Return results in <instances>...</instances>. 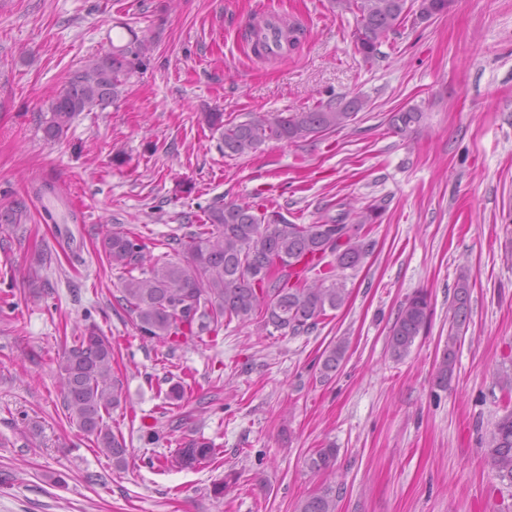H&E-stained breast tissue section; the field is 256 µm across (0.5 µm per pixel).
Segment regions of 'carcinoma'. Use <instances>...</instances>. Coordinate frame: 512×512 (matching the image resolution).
Wrapping results in <instances>:
<instances>
[{"label": "carcinoma", "mask_w": 512, "mask_h": 512, "mask_svg": "<svg viewBox=\"0 0 512 512\" xmlns=\"http://www.w3.org/2000/svg\"><path fill=\"white\" fill-rule=\"evenodd\" d=\"M455 0H333L336 8L357 14L354 33L357 51L370 63L379 54L387 32L408 18L425 22L448 13ZM277 31V51H272L264 31ZM129 39L112 51L86 61L74 70L64 88L51 99L43 118L48 140L66 134L80 112L118 100L130 78L150 58L152 42L127 29ZM244 38L257 57L283 56L297 50L306 30L279 16L255 17ZM366 107L362 99L344 105H320L298 112L249 113L243 121H224V113L208 112L206 124L220 131L218 148L227 156L256 152L268 141L297 144L348 125ZM423 112L403 107L391 116L394 133L409 137L416 132ZM201 224L172 238L183 254L180 261L148 262L147 249L136 234L109 228L102 249L108 262L128 272L119 301L134 315L136 329L145 339L173 347L199 336L225 319L260 317L282 336H299L314 330L327 312L342 307L346 299V271L354 270L370 251L360 235L374 223L378 208L349 206L321 224H294L279 210L259 211L246 202H225L204 211ZM29 216L28 198L19 197L0 210L1 224H23ZM139 275H133V272ZM470 295L467 275H460L454 297V317L466 318ZM430 297L418 291L401 305L389 328L388 348L397 359L406 356L427 326ZM346 342L337 341L326 352L322 370L335 371L344 360ZM456 359L453 336L437 368L438 385L448 384ZM112 340L95 324L79 330L74 345L59 364L63 404L67 417L76 421L112 464L122 468L127 448L104 421L121 403L123 384L113 372ZM339 449L317 448L307 460L311 472L330 470ZM218 455L210 441L192 440L171 454L170 464L180 468L209 462ZM486 462L495 476L512 484V409L495 423ZM295 512H336V490L322 491L299 501Z\"/></svg>", "instance_id": "carcinoma-1"}]
</instances>
